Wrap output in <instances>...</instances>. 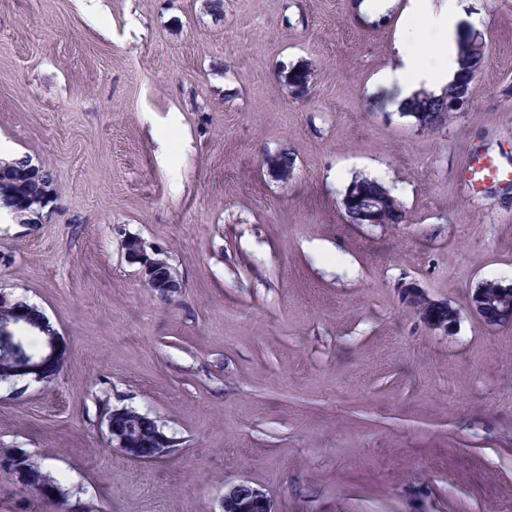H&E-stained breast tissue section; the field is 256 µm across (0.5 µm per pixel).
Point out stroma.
<instances>
[{
	"label": "stroma",
	"instance_id": "35a3bbf8",
	"mask_svg": "<svg viewBox=\"0 0 512 512\" xmlns=\"http://www.w3.org/2000/svg\"><path fill=\"white\" fill-rule=\"evenodd\" d=\"M365 26L350 0H0V143L52 170L43 223L0 213V290L66 337L59 376L0 386V448L41 460L97 512H218L248 480L276 512H512V326L463 314L439 336L398 282L465 304L512 282V192L468 195L481 147L512 168V0H467L487 63L437 133L399 108L404 0ZM307 67L306 98L284 71ZM288 149V182L263 165ZM357 177L403 224H352ZM128 234L183 286L144 288ZM178 443L150 463L109 444L104 400Z\"/></svg>",
	"mask_w": 512,
	"mask_h": 512
}]
</instances>
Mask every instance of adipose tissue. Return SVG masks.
<instances>
[{"mask_svg":"<svg viewBox=\"0 0 512 512\" xmlns=\"http://www.w3.org/2000/svg\"><path fill=\"white\" fill-rule=\"evenodd\" d=\"M461 14L459 0H444L440 7L435 5L434 0H410L408 18L422 19L425 27L439 36L440 43L439 57L431 65L422 64L416 51H403L402 70L408 77L407 91L437 89L454 79L459 61L451 34Z\"/></svg>","mask_w":512,"mask_h":512,"instance_id":"1","label":"adipose tissue"}]
</instances>
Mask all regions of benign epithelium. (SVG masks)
Here are the masks:
<instances>
[{"instance_id": "obj_1", "label": "benign epithelium", "mask_w": 512, "mask_h": 512, "mask_svg": "<svg viewBox=\"0 0 512 512\" xmlns=\"http://www.w3.org/2000/svg\"><path fill=\"white\" fill-rule=\"evenodd\" d=\"M348 222L351 224L381 223L382 204L377 200L372 205L351 211L344 209ZM125 259L138 265V273L145 287L152 292L169 296L178 292L181 282L176 270L168 262L167 256L160 250H147L146 242L137 236H127L121 242ZM498 288L497 299L489 298L484 291V282L480 281L470 289L467 299L469 311L486 327H508L512 325V283H495ZM398 293L401 301L408 308L418 312L420 320L429 329L445 335L452 333L461 318L462 309L450 300L428 299V307L421 309L418 301L426 292L415 283L403 282ZM0 304L11 306V318L0 319V339L11 340V335L17 330V321L30 319L45 327L51 325L44 312L33 316L20 308L23 301L13 299L10 294L0 292ZM68 343L58 330H53L48 336L47 352L22 366L0 372V382L8 383L20 394L33 385H42L60 373L66 360ZM129 408L112 406L110 410L100 415V424L105 426L108 440L112 447L119 450L127 458L141 463H150L163 459L172 454L174 441L165 431V426L147 413L142 417L152 421L154 436L151 447L141 448L131 434L127 424ZM0 466L7 469L19 488L45 495L50 492L42 480L29 471L18 456H8L0 460ZM247 506L249 503L262 505L261 512H275L272 498L261 487L248 481H239L224 487V494L219 501V512H238L237 504Z\"/></svg>"}]
</instances>
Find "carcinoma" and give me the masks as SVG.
Instances as JSON below:
<instances>
[{
    "label": "carcinoma",
    "instance_id": "cac0c4a2",
    "mask_svg": "<svg viewBox=\"0 0 512 512\" xmlns=\"http://www.w3.org/2000/svg\"><path fill=\"white\" fill-rule=\"evenodd\" d=\"M468 39L469 58L460 64L456 78L443 88L441 94L419 91L401 102L404 114L413 118L420 130L432 133L441 131L447 116L453 115L448 110V101L459 97L463 90L471 86L475 70L483 68L482 62L487 60L485 42L473 33ZM45 186H54L50 170L42 169L40 177L35 179L24 170V160L18 159L16 166L6 170L0 178V201L7 204L9 210L17 211V218L23 220L27 210L36 206L37 198ZM45 341V334L34 328L13 335V343L7 348L0 343V369L14 367L32 359L45 350Z\"/></svg>",
    "mask_w": 512,
    "mask_h": 512
}]
</instances>
